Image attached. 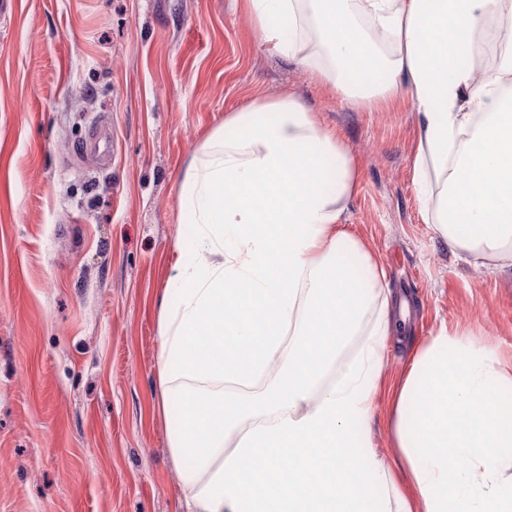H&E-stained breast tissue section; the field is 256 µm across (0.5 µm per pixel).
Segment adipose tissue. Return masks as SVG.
Listing matches in <instances>:
<instances>
[{
	"label": "adipose tissue",
	"instance_id": "adipose-tissue-1",
	"mask_svg": "<svg viewBox=\"0 0 512 512\" xmlns=\"http://www.w3.org/2000/svg\"><path fill=\"white\" fill-rule=\"evenodd\" d=\"M261 46L348 105L409 94L423 214L453 254L512 267V24L494 72L479 41L506 0H237ZM288 200L254 207L255 179ZM358 169L291 91L226 113L186 167L195 255L161 299L159 406L188 512H512V369L461 333L415 349L391 389L401 470L374 451L391 290L343 224ZM320 461L296 464L305 449Z\"/></svg>",
	"mask_w": 512,
	"mask_h": 512
}]
</instances>
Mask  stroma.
Returning a JSON list of instances; mask_svg holds the SVG:
<instances>
[{"label":"stroma","mask_w":512,"mask_h":512,"mask_svg":"<svg viewBox=\"0 0 512 512\" xmlns=\"http://www.w3.org/2000/svg\"><path fill=\"white\" fill-rule=\"evenodd\" d=\"M0 8V512H183L160 397V299L190 159L226 112L284 88L338 130L360 185L344 224L378 254L407 313L393 383L440 328L512 366V271L458 260L426 224L415 105L357 110L280 57L235 0H6ZM107 117L111 164L80 150ZM375 451L397 464L390 393Z\"/></svg>","instance_id":"stroma-1"}]
</instances>
